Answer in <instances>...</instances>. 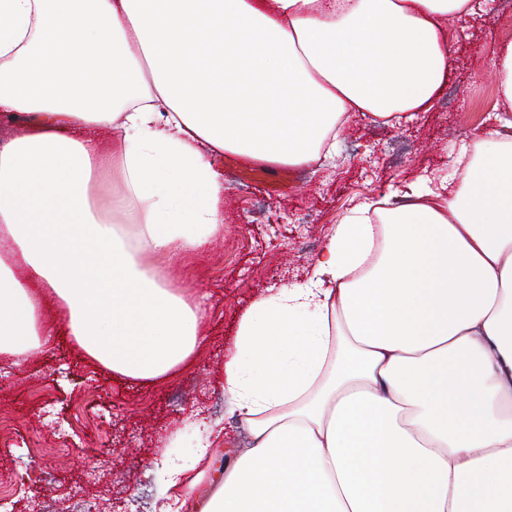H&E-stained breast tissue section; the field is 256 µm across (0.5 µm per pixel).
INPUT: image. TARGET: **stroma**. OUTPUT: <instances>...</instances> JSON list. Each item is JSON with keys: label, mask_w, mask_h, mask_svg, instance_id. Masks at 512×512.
Instances as JSON below:
<instances>
[{"label": "stroma", "mask_w": 512, "mask_h": 512, "mask_svg": "<svg viewBox=\"0 0 512 512\" xmlns=\"http://www.w3.org/2000/svg\"><path fill=\"white\" fill-rule=\"evenodd\" d=\"M475 12L454 23V62L434 108L396 126L353 121L323 166L290 169L278 194L246 185L225 159L224 235L185 258L177 285L201 301L206 342L174 375L156 382L97 367L73 344L67 327L46 311L50 352L22 368L0 362V512H95L100 488L86 472L111 482V512H158L163 487L146 472L151 461L189 466L196 458V416L228 417L220 379L224 349L239 315L261 294L302 280L333 225L363 203L418 177L460 179L449 160L465 133L500 111L489 32L512 39V0H474Z\"/></svg>", "instance_id": "35a3bbf8"}]
</instances>
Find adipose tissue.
<instances>
[{"mask_svg": "<svg viewBox=\"0 0 512 512\" xmlns=\"http://www.w3.org/2000/svg\"><path fill=\"white\" fill-rule=\"evenodd\" d=\"M473 0H0V354L49 349L39 294L112 373L168 375L205 313L179 260L224 232L232 153L332 155L355 117L432 108ZM325 238L224 356L245 439L202 423L159 512H512V120ZM120 176L122 188L107 186ZM39 293H32L31 284ZM212 492L192 505L195 488Z\"/></svg>", "mask_w": 512, "mask_h": 512, "instance_id": "ef3b65f1", "label": "adipose tissue"}]
</instances>
